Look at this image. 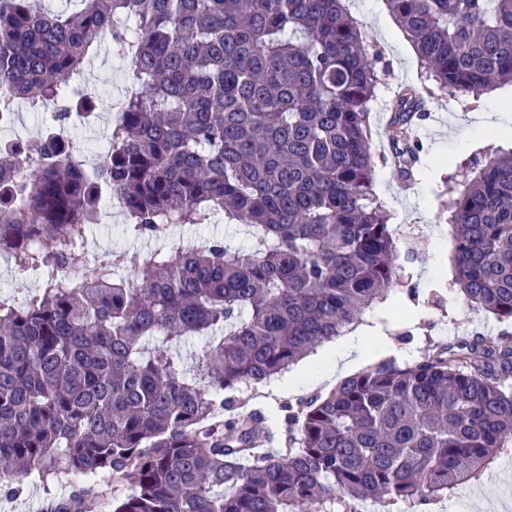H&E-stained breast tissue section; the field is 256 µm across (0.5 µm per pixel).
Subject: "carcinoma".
<instances>
[{
    "label": "carcinoma",
    "instance_id": "cac0c4a2",
    "mask_svg": "<svg viewBox=\"0 0 512 512\" xmlns=\"http://www.w3.org/2000/svg\"><path fill=\"white\" fill-rule=\"evenodd\" d=\"M52 13L0 0V80L62 125L96 100L79 78L109 45L127 95L93 171L54 133L0 150V256L43 281L0 302V492L35 474L82 487L51 512H99L97 480L129 493L110 512H430L512 447V337L464 336L412 366L375 360L286 409L284 452L234 409L244 386L343 335L395 283L390 215L373 190L369 118L378 72L343 0H79ZM452 97L512 84V0H385ZM406 90L388 138L403 176L417 148ZM448 191L455 281L512 321V151L470 162ZM133 239L218 212L222 240L126 249L82 262L103 192ZM204 336L194 369L180 344Z\"/></svg>",
    "mask_w": 512,
    "mask_h": 512
}]
</instances>
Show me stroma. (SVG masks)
<instances>
[{
    "instance_id": "obj_1",
    "label": "stroma",
    "mask_w": 512,
    "mask_h": 512,
    "mask_svg": "<svg viewBox=\"0 0 512 512\" xmlns=\"http://www.w3.org/2000/svg\"><path fill=\"white\" fill-rule=\"evenodd\" d=\"M346 7L363 24L381 76L370 119L371 144L378 155L374 190L391 213L396 234L397 281L386 302L366 311L365 320L391 337L389 354L401 364L414 363L469 333L486 337L499 336L504 330L512 333V323L501 322L470 305L453 288L455 229L441 210L446 187L461 182L470 158L486 160L497 149L512 148V137L495 134L496 127L512 128V108L503 105L504 99H512V85H500L476 100L449 98L427 79L418 55L407 53L410 41L406 35L397 34L398 24L385 0H347ZM123 69V62L105 46L86 65L81 87L99 98L100 104L94 122L79 125L73 137L75 158L85 169L98 163L90 152L91 145L108 141L111 114L105 102L122 98ZM406 87L416 90L421 99L419 129L411 137L423 148L407 189L402 186L404 176L393 163V148L386 136L390 102ZM122 225L121 211L110 199H103L100 220L82 249L84 256L102 259L131 247L156 250L170 237L188 244L219 237L245 251L253 246L246 227L225 223L220 216L208 224H177L169 228L166 237L138 241L128 239ZM322 392V386L311 384L294 395L269 383L243 388L240 400L249 408L295 407ZM73 489L70 483L46 486L29 482L19 497L0 495V512H49L53 499L68 496ZM434 512H512V448L501 453L479 481L453 491Z\"/></svg>"
}]
</instances>
